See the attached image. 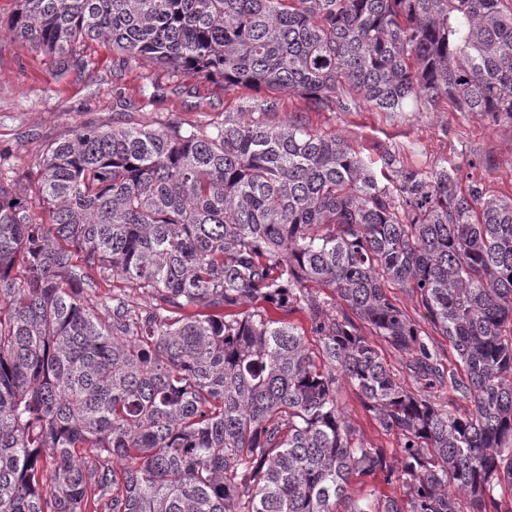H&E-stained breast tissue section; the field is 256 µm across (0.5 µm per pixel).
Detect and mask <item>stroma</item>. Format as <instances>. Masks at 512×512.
<instances>
[{"instance_id": "obj_1", "label": "stroma", "mask_w": 512, "mask_h": 512, "mask_svg": "<svg viewBox=\"0 0 512 512\" xmlns=\"http://www.w3.org/2000/svg\"><path fill=\"white\" fill-rule=\"evenodd\" d=\"M17 8V0H0V169L9 171L34 218L45 215L41 161L51 143L86 126L161 129L176 120L208 131L252 99L250 90L225 89L218 78L130 60L104 41H86L73 54L33 50L9 30ZM278 97L275 121L299 116L314 131L344 135L364 154L386 148L420 172L456 166L489 193L512 196V120L459 112L445 99L393 114L362 101L347 112L315 111L292 92ZM341 404L360 441L395 455L398 435L382 432L353 390H342Z\"/></svg>"}]
</instances>
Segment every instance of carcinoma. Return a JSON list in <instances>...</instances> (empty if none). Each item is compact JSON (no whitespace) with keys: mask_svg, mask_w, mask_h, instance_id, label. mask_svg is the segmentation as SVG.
Here are the masks:
<instances>
[{"mask_svg":"<svg viewBox=\"0 0 512 512\" xmlns=\"http://www.w3.org/2000/svg\"><path fill=\"white\" fill-rule=\"evenodd\" d=\"M11 31L55 54L103 39L313 109L445 98L512 119V0H18ZM253 108L209 132L78 129L41 163L46 222L0 172V512H502L512 198L385 148L377 173L342 135L264 120L276 97ZM115 278L150 302L114 294L102 320L83 293ZM344 385L401 439L396 466L355 438ZM444 387L445 407L429 394ZM378 478L406 498L355 497ZM369 339L373 342V344L376 346L377 350L379 351L381 357L383 358L384 362L388 366V368L393 371L398 377L405 380L407 385L412 389L413 391H416L417 385L415 382L407 375L405 368H404V362L405 357H402L399 353L394 351L389 345H387L384 341H382L377 336H368Z\"/></svg>","mask_w":512,"mask_h":512,"instance_id":"carcinoma-1","label":"carcinoma"}]
</instances>
